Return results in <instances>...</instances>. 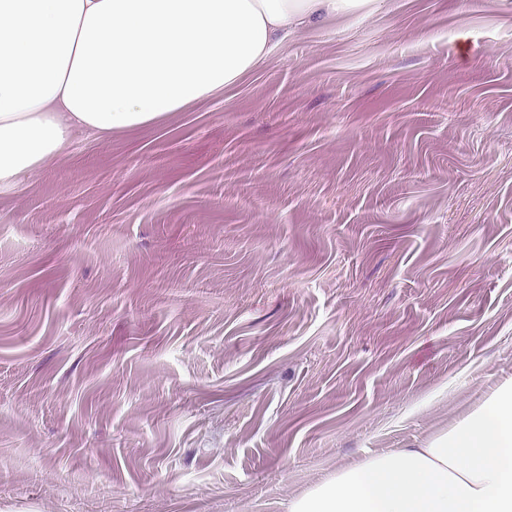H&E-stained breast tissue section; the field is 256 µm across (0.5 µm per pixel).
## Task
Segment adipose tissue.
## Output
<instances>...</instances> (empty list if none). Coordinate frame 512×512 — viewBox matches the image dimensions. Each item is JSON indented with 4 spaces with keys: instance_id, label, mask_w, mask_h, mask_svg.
Instances as JSON below:
<instances>
[{
    "instance_id": "obj_1",
    "label": "adipose tissue",
    "mask_w": 512,
    "mask_h": 512,
    "mask_svg": "<svg viewBox=\"0 0 512 512\" xmlns=\"http://www.w3.org/2000/svg\"><path fill=\"white\" fill-rule=\"evenodd\" d=\"M356 0H0V189L202 102ZM288 512H512V381L422 448L337 470Z\"/></svg>"
}]
</instances>
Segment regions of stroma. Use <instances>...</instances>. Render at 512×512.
Instances as JSON below:
<instances>
[{
	"label": "stroma",
	"mask_w": 512,
	"mask_h": 512,
	"mask_svg": "<svg viewBox=\"0 0 512 512\" xmlns=\"http://www.w3.org/2000/svg\"><path fill=\"white\" fill-rule=\"evenodd\" d=\"M512 378V0H363L0 192V512H288Z\"/></svg>",
	"instance_id": "1"
}]
</instances>
